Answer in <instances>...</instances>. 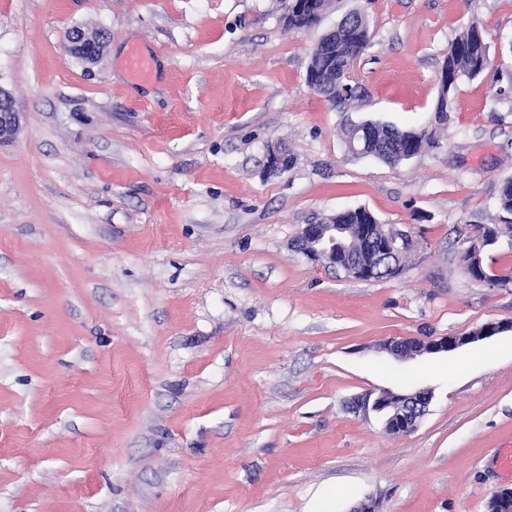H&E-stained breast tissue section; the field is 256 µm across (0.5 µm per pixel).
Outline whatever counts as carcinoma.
Here are the masks:
<instances>
[{
	"label": "carcinoma",
	"instance_id": "cac0c4a2",
	"mask_svg": "<svg viewBox=\"0 0 512 512\" xmlns=\"http://www.w3.org/2000/svg\"><path fill=\"white\" fill-rule=\"evenodd\" d=\"M328 6H330L328 0H313V6L306 13L295 15L288 23V31L300 33L318 25L319 10ZM370 40L368 19L357 11L352 13L351 22L342 26L336 34V41L327 46L322 42L318 43L317 51L309 58L305 74L306 84L334 105H344L355 99L353 94L341 96L331 91L322 93L320 88L329 73L337 69L344 59L354 58L360 54ZM487 60H489L487 42L477 22L473 21L448 46V54L442 65V68L448 71V86L438 88V94H446L449 102H454L455 91L462 79H475L488 73L490 66L487 65ZM367 125L370 126L377 140L385 141L390 145L391 150L378 154V159L391 167L399 166L405 161L403 154L410 147L416 153L422 154L429 148L439 146L434 128L418 132L372 121L367 122ZM496 207L499 214L498 223L487 226L492 245L503 235L512 237V179L504 181L500 186ZM332 221L335 224H345L352 231L356 224L371 223V218L367 211L359 209L339 212Z\"/></svg>",
	"mask_w": 512,
	"mask_h": 512
}]
</instances>
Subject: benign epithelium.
<instances>
[{
  "instance_id": "benign-epithelium-1",
  "label": "benign epithelium",
  "mask_w": 512,
  "mask_h": 512,
  "mask_svg": "<svg viewBox=\"0 0 512 512\" xmlns=\"http://www.w3.org/2000/svg\"><path fill=\"white\" fill-rule=\"evenodd\" d=\"M108 36L101 30H89L83 27L68 29L64 37V49L70 55L82 62L93 66L102 58ZM23 132V113L14 104L12 93L0 86V147L13 144ZM292 154L288 148L280 144L268 149L267 168L274 173L288 170V161ZM360 235L373 238V248L376 251L375 263L336 262L338 250L349 249L350 243L345 236L346 226L332 224L320 219L305 225L293 247L312 260H318L332 273H344L348 277L371 279L379 274L382 264H388L387 271L398 275L405 267L406 261L416 250L417 244L412 235L393 226L377 236L373 225H356ZM484 229L477 228V233L469 238L470 245L465 249V270L470 277L484 273L478 244L483 240ZM511 331L512 321L487 322L479 329L468 334L448 335L429 338L427 340L405 338L391 341L386 349L397 357H403L409 352L435 354L451 352L469 343L489 339L500 333ZM431 394L426 388H417L402 393L390 391L381 392L373 402V408L379 412L387 411L386 424L401 433L413 432L419 420L426 412ZM490 512H512V489L501 490L490 503Z\"/></svg>"
}]
</instances>
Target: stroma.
Wrapping results in <instances>:
<instances>
[{
    "mask_svg": "<svg viewBox=\"0 0 512 512\" xmlns=\"http://www.w3.org/2000/svg\"><path fill=\"white\" fill-rule=\"evenodd\" d=\"M372 38L335 106L310 47L352 9ZM280 0H0V512H489L512 488V332L398 359L390 339L512 321L461 256L512 178V94L461 81L439 145L391 167L342 130H422L449 43L479 20L512 74V0H338L296 34ZM100 27L86 68L63 47ZM153 62L132 79L130 48ZM297 163L269 173V145ZM363 207L418 241L360 281L295 251ZM432 391L390 435L372 399ZM107 42L106 32L77 26L66 31L64 49L85 64L93 66L102 58ZM23 112L14 104L12 93L0 85V147L13 144L23 132Z\"/></svg>",
    "mask_w": 512,
    "mask_h": 512,
    "instance_id": "35a3bbf8",
    "label": "stroma"
}]
</instances>
